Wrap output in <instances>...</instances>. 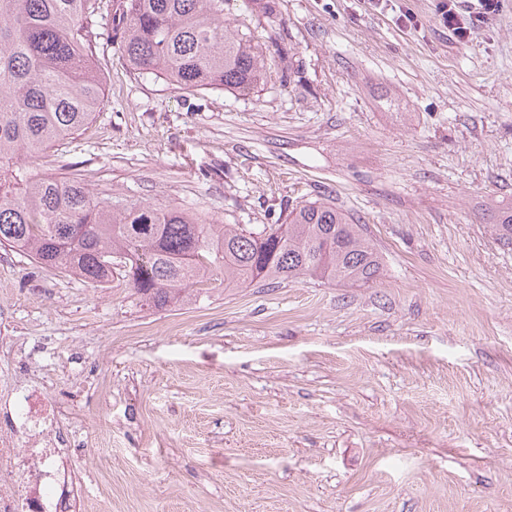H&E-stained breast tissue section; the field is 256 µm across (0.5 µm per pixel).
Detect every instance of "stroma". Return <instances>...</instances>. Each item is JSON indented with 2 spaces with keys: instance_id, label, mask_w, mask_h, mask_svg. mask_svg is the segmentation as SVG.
<instances>
[{
  "instance_id": "stroma-1",
  "label": "stroma",
  "mask_w": 512,
  "mask_h": 512,
  "mask_svg": "<svg viewBox=\"0 0 512 512\" xmlns=\"http://www.w3.org/2000/svg\"><path fill=\"white\" fill-rule=\"evenodd\" d=\"M437 3L224 0L267 63L247 94L134 70L97 17L96 113L23 165L220 224L327 197L383 269L156 309L0 246V433L25 373L83 512H512V245L484 213L512 201V0L464 45Z\"/></svg>"
}]
</instances>
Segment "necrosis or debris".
<instances>
[{
	"instance_id": "4bbe7bcc",
	"label": "necrosis or debris",
	"mask_w": 512,
	"mask_h": 512,
	"mask_svg": "<svg viewBox=\"0 0 512 512\" xmlns=\"http://www.w3.org/2000/svg\"><path fill=\"white\" fill-rule=\"evenodd\" d=\"M11 397L17 432L0 437V512H77L65 480L70 461L57 437V411L17 384Z\"/></svg>"
}]
</instances>
